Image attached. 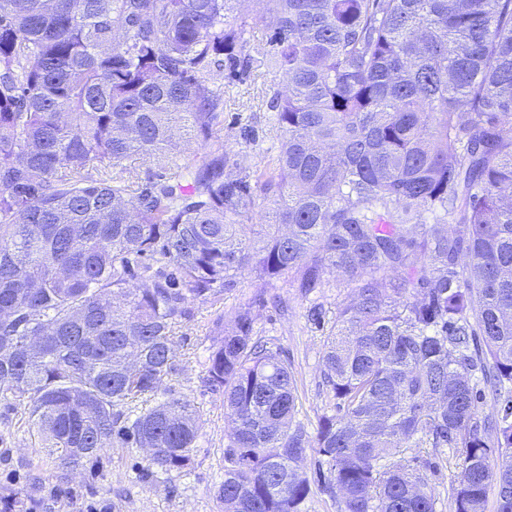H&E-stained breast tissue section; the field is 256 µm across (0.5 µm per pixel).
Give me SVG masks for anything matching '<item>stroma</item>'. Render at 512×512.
I'll list each match as a JSON object with an SVG mask.
<instances>
[{
  "mask_svg": "<svg viewBox=\"0 0 512 512\" xmlns=\"http://www.w3.org/2000/svg\"><path fill=\"white\" fill-rule=\"evenodd\" d=\"M272 27V19L253 20L248 35L253 74L224 89V122L217 137L243 168L266 167L281 143L268 108L275 83L266 54ZM247 125L256 130V143L241 138L240 129ZM271 291L281 294L287 306L256 309L254 333L287 354L297 385V418L308 431H316L319 417L334 411L321 377V359L329 321L347 291L330 287L318 295L327 319L315 324L308 320L309 300L289 283L280 280L271 286L246 274L224 299L194 301L190 317L176 330L175 370L168 384L193 401L201 424V437L188 468L149 473L139 449L116 445L99 459L85 462L76 474L60 476L28 432L25 402L10 395L0 397V512H219L216 492L224 479L228 424L222 396L205 384L212 322L219 317L232 322L238 308ZM317 460L311 452L299 463L310 481L302 512H340L341 496L319 481ZM400 460L422 468L436 512H451L450 489L458 472L451 451L409 448Z\"/></svg>",
  "mask_w": 512,
  "mask_h": 512,
  "instance_id": "1",
  "label": "stroma"
}]
</instances>
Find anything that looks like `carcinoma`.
<instances>
[{
  "mask_svg": "<svg viewBox=\"0 0 512 512\" xmlns=\"http://www.w3.org/2000/svg\"><path fill=\"white\" fill-rule=\"evenodd\" d=\"M242 2L0 0V394L27 401L64 474L116 442L183 470L201 426L166 380L190 303L245 271L307 298L333 269L352 300L313 437L288 358L253 335L267 300L215 324L221 512H301L311 449L341 512H435L421 470L379 466L424 444L458 459L453 512H486L491 485L512 512V0ZM266 15L282 140L250 172L212 137L218 80L251 76L245 34ZM180 126L209 146L200 164L125 175Z\"/></svg>",
  "mask_w": 512,
  "mask_h": 512,
  "instance_id": "obj_1",
  "label": "carcinoma"
}]
</instances>
